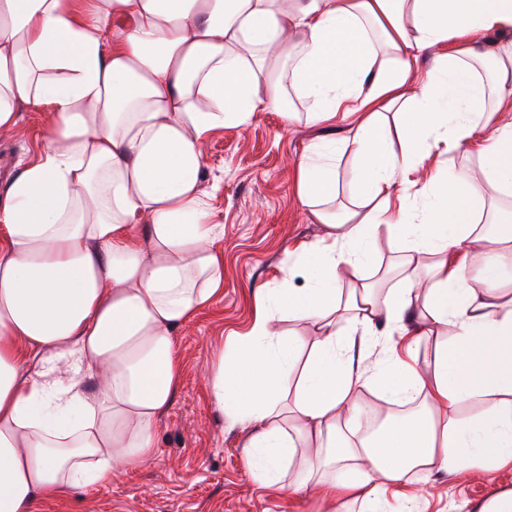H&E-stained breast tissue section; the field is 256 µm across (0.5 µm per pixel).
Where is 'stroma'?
<instances>
[{
  "mask_svg": "<svg viewBox=\"0 0 512 512\" xmlns=\"http://www.w3.org/2000/svg\"><path fill=\"white\" fill-rule=\"evenodd\" d=\"M47 119L46 111L22 109L16 129L0 136V192L36 157ZM347 130L342 120L330 126L289 122L268 111L249 125L209 135L202 189L213 223L224 227V291L176 336L181 378L158 425L154 457L112 486L44 502L39 512H327L316 496L291 498L253 482L243 433L213 406L202 374L228 338L247 332L261 290L310 287L288 250L316 241L325 229L299 209L295 171L310 145L341 140ZM419 486L417 512H469L512 489V469L492 478L477 472L462 482L423 474Z\"/></svg>",
  "mask_w": 512,
  "mask_h": 512,
  "instance_id": "obj_1",
  "label": "stroma"
}]
</instances>
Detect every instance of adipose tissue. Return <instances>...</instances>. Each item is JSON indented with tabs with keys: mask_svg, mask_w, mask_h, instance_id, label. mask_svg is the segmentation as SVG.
Here are the masks:
<instances>
[{
	"mask_svg": "<svg viewBox=\"0 0 512 512\" xmlns=\"http://www.w3.org/2000/svg\"><path fill=\"white\" fill-rule=\"evenodd\" d=\"M24 107L50 120L0 196V512L153 457L175 333L224 288L203 142L269 110L352 126L296 171L300 209L326 228L295 253L312 287L270 289L206 369L252 480L331 510L415 512L412 472L512 466V222L498 206L512 198V0H0V134ZM463 147L480 175L420 180L433 153ZM346 153L355 208L340 219ZM383 231L409 287L366 279ZM284 314L310 338L278 332ZM382 319L402 345H380ZM367 388L415 409L366 435ZM338 164L340 193L336 198V202L332 206V209L336 212L337 218H339L342 213L344 215V211L347 208H351L350 199L346 192V183L349 180V176L352 171V161L350 157L344 156Z\"/></svg>",
	"mask_w": 512,
	"mask_h": 512,
	"instance_id": "adipose-tissue-1",
	"label": "adipose tissue"
}]
</instances>
